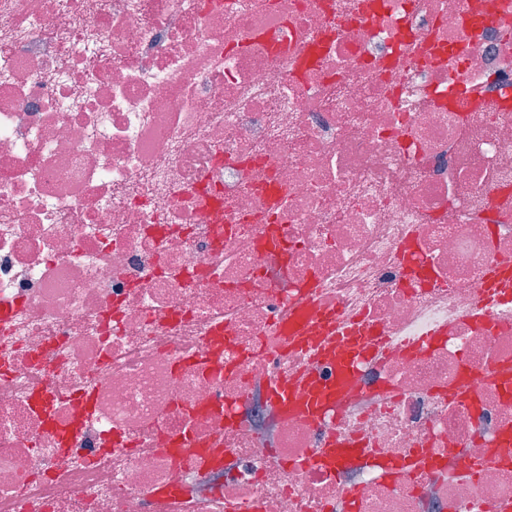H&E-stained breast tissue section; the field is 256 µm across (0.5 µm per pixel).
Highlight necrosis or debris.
Masks as SVG:
<instances>
[{"mask_svg":"<svg viewBox=\"0 0 512 512\" xmlns=\"http://www.w3.org/2000/svg\"><path fill=\"white\" fill-rule=\"evenodd\" d=\"M506 264L512 0H0V512H501ZM272 390L282 407L300 405L305 413L314 418L330 397H321L312 388L299 390L294 382L279 381L273 384Z\"/></svg>","mask_w":512,"mask_h":512,"instance_id":"1","label":"necrosis or debris"}]
</instances>
